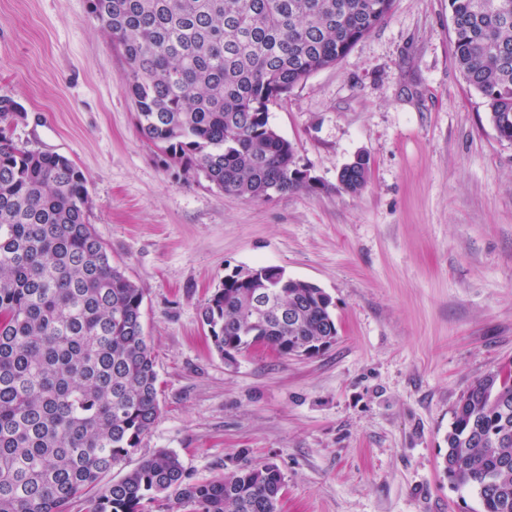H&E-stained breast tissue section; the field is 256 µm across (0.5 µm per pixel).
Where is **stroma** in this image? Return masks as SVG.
Masks as SVG:
<instances>
[{
  "label": "stroma",
  "instance_id": "35a3bbf8",
  "mask_svg": "<svg viewBox=\"0 0 512 512\" xmlns=\"http://www.w3.org/2000/svg\"><path fill=\"white\" fill-rule=\"evenodd\" d=\"M453 40L448 0H395L269 108L313 190L250 200L145 142L125 60L86 0H0V96L25 112L12 138L80 167L90 224L144 290L160 416L101 486L166 449L194 481L277 465L281 512H478L440 463L460 398L512 363V142ZM361 152L368 182L345 192L338 174ZM257 266L331 295V346L215 351L200 309Z\"/></svg>",
  "mask_w": 512,
  "mask_h": 512
}]
</instances>
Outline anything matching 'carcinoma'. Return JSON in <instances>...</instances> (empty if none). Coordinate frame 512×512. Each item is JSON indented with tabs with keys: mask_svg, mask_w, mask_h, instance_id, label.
Masks as SVG:
<instances>
[{
	"mask_svg": "<svg viewBox=\"0 0 512 512\" xmlns=\"http://www.w3.org/2000/svg\"><path fill=\"white\" fill-rule=\"evenodd\" d=\"M394 0H88L118 47L121 81L146 142L186 172L251 200L313 188L269 105L346 57L391 14ZM455 58L486 99L499 138L512 141V0H448ZM23 116L0 97V512H148L162 498L189 512H280L273 464L193 481L160 450L104 489L99 477L133 454L160 414L144 292L89 224L83 172L65 155L12 139ZM359 154L338 175L367 183ZM251 288L224 281L199 312L219 354L337 336L331 297L277 275ZM292 311L280 322L277 307ZM443 473L477 495L480 512H512V364L461 397Z\"/></svg>",
	"mask_w": 512,
	"mask_h": 512,
	"instance_id": "obj_1",
	"label": "carcinoma"
}]
</instances>
